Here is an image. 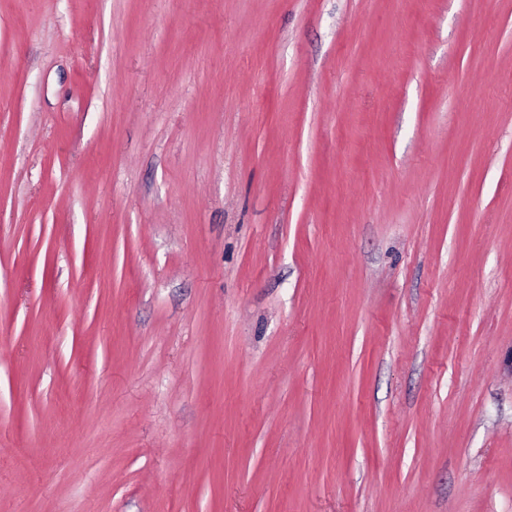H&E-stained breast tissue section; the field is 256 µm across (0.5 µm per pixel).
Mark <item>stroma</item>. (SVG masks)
Returning a JSON list of instances; mask_svg holds the SVG:
<instances>
[{
	"label": "stroma",
	"instance_id": "1",
	"mask_svg": "<svg viewBox=\"0 0 512 512\" xmlns=\"http://www.w3.org/2000/svg\"><path fill=\"white\" fill-rule=\"evenodd\" d=\"M0 512H512V0H0Z\"/></svg>",
	"mask_w": 512,
	"mask_h": 512
}]
</instances>
